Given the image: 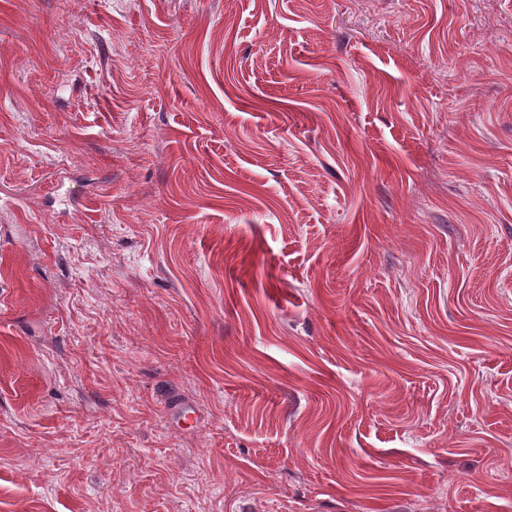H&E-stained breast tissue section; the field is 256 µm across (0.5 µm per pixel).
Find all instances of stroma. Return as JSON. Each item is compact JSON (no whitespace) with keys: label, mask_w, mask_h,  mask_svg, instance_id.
I'll return each mask as SVG.
<instances>
[{"label":"stroma","mask_w":512,"mask_h":512,"mask_svg":"<svg viewBox=\"0 0 512 512\" xmlns=\"http://www.w3.org/2000/svg\"><path fill=\"white\" fill-rule=\"evenodd\" d=\"M0 512H512V0H0Z\"/></svg>","instance_id":"obj_1"}]
</instances>
